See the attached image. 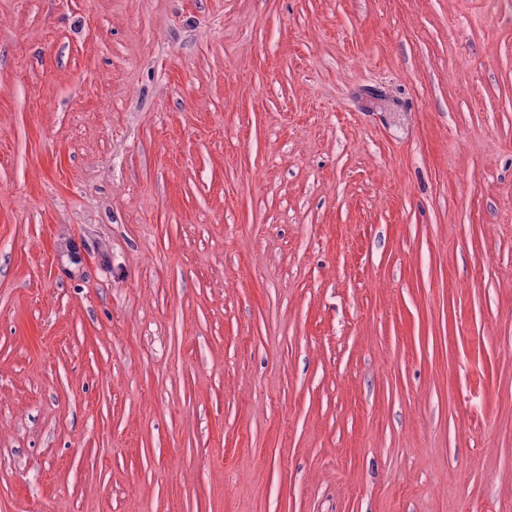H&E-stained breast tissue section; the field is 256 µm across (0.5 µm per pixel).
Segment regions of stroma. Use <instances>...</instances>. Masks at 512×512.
<instances>
[{
  "instance_id": "35a3bbf8",
  "label": "stroma",
  "mask_w": 512,
  "mask_h": 512,
  "mask_svg": "<svg viewBox=\"0 0 512 512\" xmlns=\"http://www.w3.org/2000/svg\"><path fill=\"white\" fill-rule=\"evenodd\" d=\"M0 512H512V0H0Z\"/></svg>"
}]
</instances>
